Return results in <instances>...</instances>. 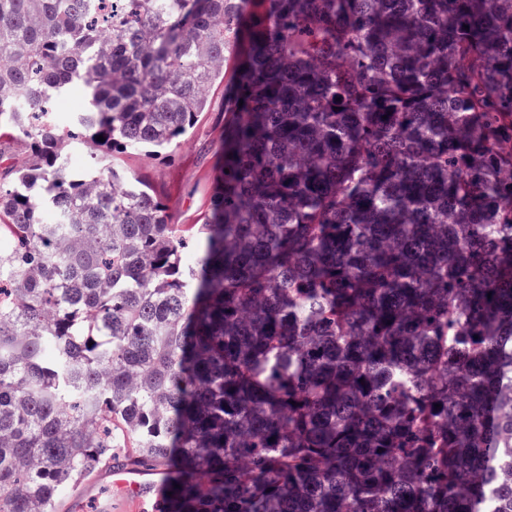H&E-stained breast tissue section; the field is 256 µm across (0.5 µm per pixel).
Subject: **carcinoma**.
Wrapping results in <instances>:
<instances>
[{"instance_id": "obj_1", "label": "carcinoma", "mask_w": 512, "mask_h": 512, "mask_svg": "<svg viewBox=\"0 0 512 512\" xmlns=\"http://www.w3.org/2000/svg\"><path fill=\"white\" fill-rule=\"evenodd\" d=\"M218 85L175 224L117 159ZM2 125L0 512H512V0H0ZM84 108V98L80 91L57 98L53 102V112L56 124L60 128H66L73 124V118L77 112ZM105 469L100 471L96 481L87 488L90 495H82L79 498L71 499L72 505L68 510L57 512H131L123 497L112 491L110 478ZM99 497V507L91 505V501ZM110 474L111 484L121 490H124L130 506L134 509L140 508L143 505L148 492L153 490L158 492L164 483V479L160 478L159 481L156 480L149 484H142L132 478V472L129 471H111ZM147 501L148 497L146 498V502Z\"/></svg>"}]
</instances>
